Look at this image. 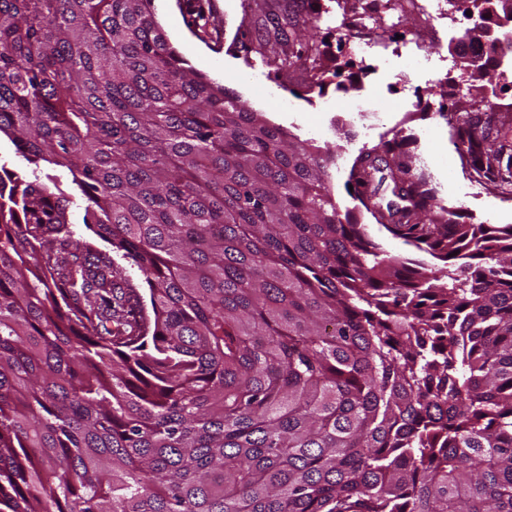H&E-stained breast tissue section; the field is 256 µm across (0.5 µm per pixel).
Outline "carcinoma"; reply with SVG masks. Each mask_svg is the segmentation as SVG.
<instances>
[{
	"label": "carcinoma",
	"instance_id": "cac0c4a2",
	"mask_svg": "<svg viewBox=\"0 0 512 512\" xmlns=\"http://www.w3.org/2000/svg\"><path fill=\"white\" fill-rule=\"evenodd\" d=\"M459 1L455 49L493 85L512 0ZM154 2L0 0V133L68 170L149 290L0 165V512H512V225L458 222L396 133L347 184L444 267L390 255L341 212L333 154L188 65ZM382 2L344 0L338 29ZM258 8L276 72L354 69L319 13ZM455 137L500 177L481 120Z\"/></svg>",
	"mask_w": 512,
	"mask_h": 512
}]
</instances>
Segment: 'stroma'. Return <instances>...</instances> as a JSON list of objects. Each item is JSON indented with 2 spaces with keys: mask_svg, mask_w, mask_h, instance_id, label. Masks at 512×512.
I'll list each match as a JSON object with an SVG mask.
<instances>
[{
  "mask_svg": "<svg viewBox=\"0 0 512 512\" xmlns=\"http://www.w3.org/2000/svg\"><path fill=\"white\" fill-rule=\"evenodd\" d=\"M203 2L219 26V38L199 39L192 17L178 0H156L158 13L169 14L180 26L178 49L190 65L213 79L223 80L225 69L234 70L237 79L231 82V89L248 103L262 98L261 111L269 123L299 139L331 148L334 160L327 173L336 200L341 208L353 210L369 236L390 254L410 259L419 256L376 224L349 192L346 181L360 148L375 145L397 131L408 138L414 172L425 173L440 204L456 210L461 221L512 224V188L479 176L455 145L456 128L477 115L491 120L502 143L512 150V83L472 87L449 51L453 40L473 26V17L460 10L448 16L428 15L416 4L402 13L386 11L354 28L342 44L344 54L355 58L361 67L360 79L350 81L343 73L329 78L322 93L309 94L303 72L278 77L266 65L247 63L249 35L242 25L246 0ZM368 39L380 40V47L373 55H359L358 42ZM367 96L381 102V115L325 109L329 101ZM38 176L69 198L67 214L75 240L107 249V242L85 227L80 193L68 171L45 164Z\"/></svg>",
  "mask_w": 512,
  "mask_h": 512,
  "instance_id": "35a3bbf8",
  "label": "stroma"
}]
</instances>
